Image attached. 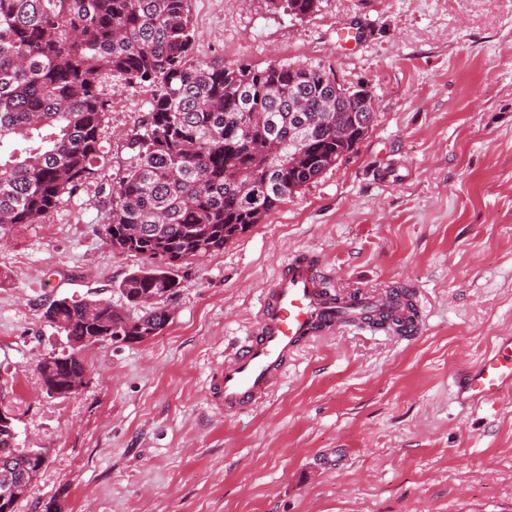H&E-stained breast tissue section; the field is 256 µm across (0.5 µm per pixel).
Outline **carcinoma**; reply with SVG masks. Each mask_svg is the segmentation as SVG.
Here are the masks:
<instances>
[{
    "mask_svg": "<svg viewBox=\"0 0 512 512\" xmlns=\"http://www.w3.org/2000/svg\"><path fill=\"white\" fill-rule=\"evenodd\" d=\"M304 16L321 0H269ZM189 0H0V229L37 224L95 173L112 82L150 93L136 162L112 189L105 236L112 246L155 261L158 249L186 261L224 249L261 223L336 159L354 152L373 122L371 90L346 86L321 65L193 57ZM303 131V158L289 132ZM181 281L143 267L119 285L125 304L54 301L46 321L72 345L48 356L65 385L87 372L80 342L100 325L132 336L168 325ZM34 469L19 453L0 472Z\"/></svg>",
    "mask_w": 512,
    "mask_h": 512,
    "instance_id": "1",
    "label": "carcinoma"
}]
</instances>
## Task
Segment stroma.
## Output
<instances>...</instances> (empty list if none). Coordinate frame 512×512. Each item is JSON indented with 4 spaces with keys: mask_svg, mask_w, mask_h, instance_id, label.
<instances>
[{
    "mask_svg": "<svg viewBox=\"0 0 512 512\" xmlns=\"http://www.w3.org/2000/svg\"><path fill=\"white\" fill-rule=\"evenodd\" d=\"M190 10L195 59L332 68L371 90L374 122L268 218L180 268L160 335L84 349L86 387L52 397L36 366L71 346L45 308L122 305L143 265L103 224L150 94L113 83L94 176L0 238V379L18 447L47 457L16 512H512V393L480 408L453 396L455 375L512 335V0ZM341 26L359 45H338ZM298 251L340 293L412 290L422 330L341 329L297 353L265 403L224 413L211 375Z\"/></svg>",
    "mask_w": 512,
    "mask_h": 512,
    "instance_id": "35a3bbf8",
    "label": "stroma"
}]
</instances>
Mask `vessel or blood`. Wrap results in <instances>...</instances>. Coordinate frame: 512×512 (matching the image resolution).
Masks as SVG:
<instances>
[{
	"label": "vessel or blood",
	"instance_id": "obj_1",
	"mask_svg": "<svg viewBox=\"0 0 512 512\" xmlns=\"http://www.w3.org/2000/svg\"><path fill=\"white\" fill-rule=\"evenodd\" d=\"M317 255L291 254L262 290L256 320L242 345L212 374L211 391L225 412L262 402L288 361L307 342L347 326L379 328L386 314L401 317V339L421 330L416 309H401L392 293L359 292L337 300ZM462 404H489L512 391V336L500 337L494 349L454 380Z\"/></svg>",
	"mask_w": 512,
	"mask_h": 512
}]
</instances>
